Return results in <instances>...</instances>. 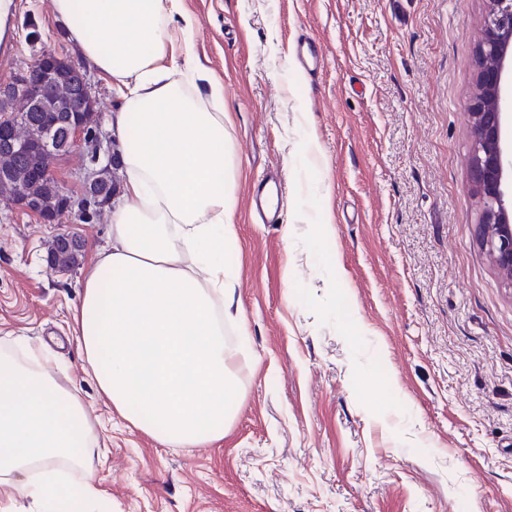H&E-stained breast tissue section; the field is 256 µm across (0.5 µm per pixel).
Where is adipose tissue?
Returning a JSON list of instances; mask_svg holds the SVG:
<instances>
[{"label": "adipose tissue", "instance_id": "1", "mask_svg": "<svg viewBox=\"0 0 512 512\" xmlns=\"http://www.w3.org/2000/svg\"><path fill=\"white\" fill-rule=\"evenodd\" d=\"M82 57L112 79V132L122 183L108 244L86 268L75 339L91 382L115 411L168 448L220 440L240 401L238 346L224 338L236 310L235 199L220 83L192 87L190 44L170 25L181 0H52ZM42 341L0 350V512L20 501L80 512L99 498L93 476L58 469L91 447L94 422L77 390L48 372Z\"/></svg>", "mask_w": 512, "mask_h": 512}]
</instances>
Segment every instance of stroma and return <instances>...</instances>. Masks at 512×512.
I'll use <instances>...</instances> for the list:
<instances>
[{
    "mask_svg": "<svg viewBox=\"0 0 512 512\" xmlns=\"http://www.w3.org/2000/svg\"><path fill=\"white\" fill-rule=\"evenodd\" d=\"M0 80L39 49L81 62L51 0H16ZM199 69L224 88L238 281L249 325L223 439L174 450L83 371L73 315L111 207L46 224L0 196V345L45 343L99 422L81 449L101 512H512V288L476 235L467 104L486 0H182ZM35 24L39 44L25 39ZM322 53L294 65L298 40ZM86 74L104 147L118 98ZM89 158L52 170L82 194ZM281 181L280 221L248 194ZM330 222L333 233L318 237ZM59 235L82 245L56 272Z\"/></svg>",
    "mask_w": 512,
    "mask_h": 512,
    "instance_id": "1",
    "label": "stroma"
}]
</instances>
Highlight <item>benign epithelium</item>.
Here are the masks:
<instances>
[{"label": "benign epithelium", "mask_w": 512, "mask_h": 512, "mask_svg": "<svg viewBox=\"0 0 512 512\" xmlns=\"http://www.w3.org/2000/svg\"><path fill=\"white\" fill-rule=\"evenodd\" d=\"M487 11L481 26L475 58V86L468 102L472 128V150L469 165L471 190L479 203L478 238L508 286L512 287V0H486ZM60 56L44 50L31 68L0 82V143L13 152L23 154L28 144L17 133V120L11 106L20 99L36 101L53 92V66ZM79 94L62 105L58 123L46 129L39 142L45 156V175L58 156L59 142L75 148L85 145L91 166L83 176L82 196L66 197L63 214L80 216L91 207L109 204L112 196L100 190V167L112 165L115 154L101 151L100 118L88 120V111L96 106V98L86 73L74 68ZM16 203L41 217L45 223L57 216L41 215L39 204L16 191Z\"/></svg>", "instance_id": "7a95c632"}]
</instances>
